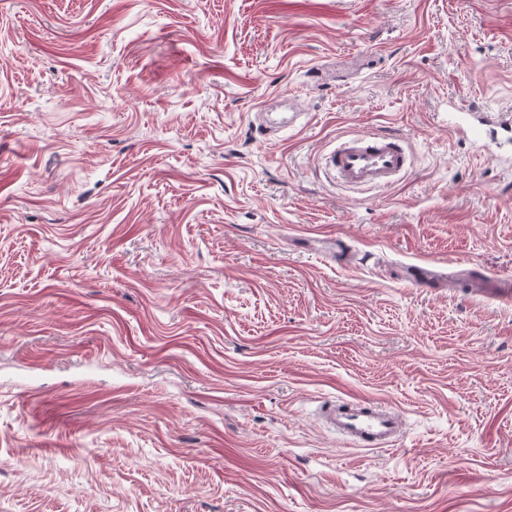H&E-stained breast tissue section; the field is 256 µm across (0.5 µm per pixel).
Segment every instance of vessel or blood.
I'll return each instance as SVG.
<instances>
[{
    "label": "vessel or blood",
    "mask_w": 512,
    "mask_h": 512,
    "mask_svg": "<svg viewBox=\"0 0 512 512\" xmlns=\"http://www.w3.org/2000/svg\"><path fill=\"white\" fill-rule=\"evenodd\" d=\"M327 165L347 188L383 189L410 167L411 154L402 136L355 133L340 141L329 154ZM405 278L418 288L442 285L437 272L423 264L407 265ZM322 418L343 441L357 448H389L402 435L403 420L398 411L371 399H336L324 408Z\"/></svg>",
    "instance_id": "vessel-or-blood-1"
}]
</instances>
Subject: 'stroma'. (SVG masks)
<instances>
[{"instance_id":"35a3bbf8","label":"stroma","mask_w":512,"mask_h":512,"mask_svg":"<svg viewBox=\"0 0 512 512\" xmlns=\"http://www.w3.org/2000/svg\"><path fill=\"white\" fill-rule=\"evenodd\" d=\"M509 104L512 0H0V512H512V146L448 129ZM327 165L347 188L383 189L410 167L411 154L402 136L355 133L340 141L328 155ZM405 278L417 288H440V276L427 265L409 264L405 267ZM322 419L348 444L357 448H390L402 436L398 411L371 399L336 398L322 412Z\"/></svg>"}]
</instances>
